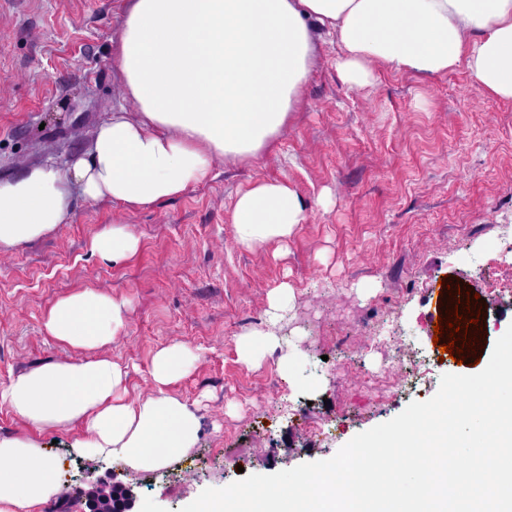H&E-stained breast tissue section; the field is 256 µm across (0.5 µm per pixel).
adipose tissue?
<instances>
[{
	"instance_id": "1",
	"label": "adipose tissue",
	"mask_w": 512,
	"mask_h": 512,
	"mask_svg": "<svg viewBox=\"0 0 512 512\" xmlns=\"http://www.w3.org/2000/svg\"><path fill=\"white\" fill-rule=\"evenodd\" d=\"M112 66L135 112L111 113L64 164L0 176V250L71 223L77 201L136 211L207 180L215 158L267 151L298 111L315 66L316 31L331 34L336 68L356 88L377 67L437 77L466 68L480 91L512 100V0H121ZM305 206L285 180L255 182L234 207L236 235L254 248L290 236ZM138 242L104 227L91 252L118 261ZM128 303L83 289L55 301L45 333L80 351L0 383V409L32 434L0 436V512H37L60 490L39 435L76 430L72 455L133 472L166 467L195 447L192 406L171 393L201 353L178 342L156 351L151 395L126 397V371L107 355Z\"/></svg>"
}]
</instances>
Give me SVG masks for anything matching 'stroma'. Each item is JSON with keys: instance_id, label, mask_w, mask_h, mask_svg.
<instances>
[{"instance_id": "stroma-1", "label": "stroma", "mask_w": 512, "mask_h": 512, "mask_svg": "<svg viewBox=\"0 0 512 512\" xmlns=\"http://www.w3.org/2000/svg\"><path fill=\"white\" fill-rule=\"evenodd\" d=\"M119 0H0V174L83 149L115 110L129 107L112 67ZM338 48L316 45L301 111L253 162L219 158L182 196L129 211L77 202L71 223L0 252V383L73 360L46 336L53 302L93 287L126 299V328L108 353L129 369V399L152 391L163 346L202 352L173 394L197 406L198 441L183 460L124 472L134 512H181L207 488L332 458L358 433L433 397L443 374H473L512 326V100L482 95L463 69L432 79L380 68L358 89L336 70ZM286 180L306 220L257 248L236 237L238 195L255 180ZM120 223L138 240L117 262L87 245ZM472 294L480 352L442 356L435 336L440 284ZM294 298L275 327L280 353L240 362V336L265 328L270 292ZM415 374L397 387L387 371ZM75 431L41 433L62 485L109 479V462L80 459Z\"/></svg>"}]
</instances>
